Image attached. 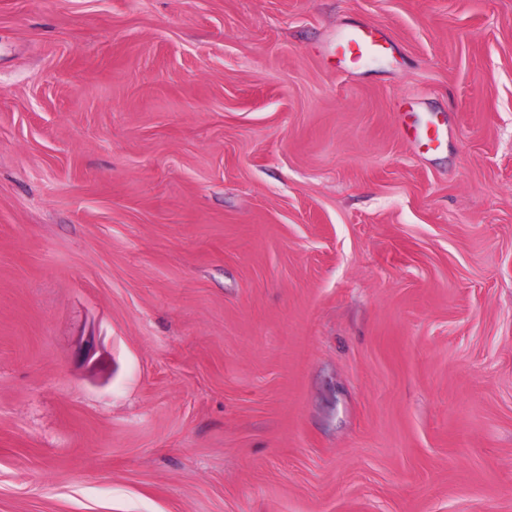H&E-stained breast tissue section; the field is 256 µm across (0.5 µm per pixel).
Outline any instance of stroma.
Masks as SVG:
<instances>
[{
  "mask_svg": "<svg viewBox=\"0 0 512 512\" xmlns=\"http://www.w3.org/2000/svg\"><path fill=\"white\" fill-rule=\"evenodd\" d=\"M0 512H512V0H0ZM336 53L344 63L356 64L368 57L389 56L393 49L379 28L361 25L343 34L336 45Z\"/></svg>",
  "mask_w": 512,
  "mask_h": 512,
  "instance_id": "stroma-1",
  "label": "stroma"
}]
</instances>
